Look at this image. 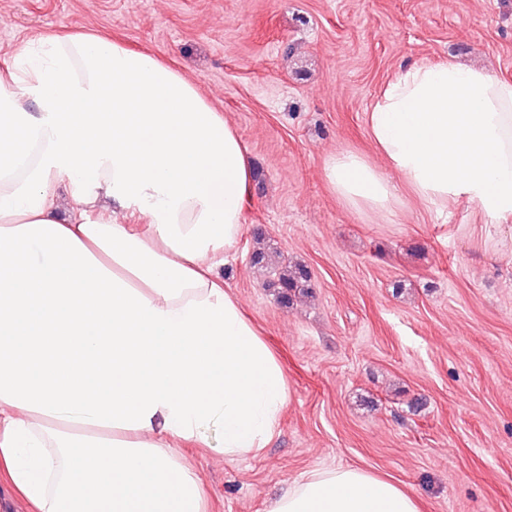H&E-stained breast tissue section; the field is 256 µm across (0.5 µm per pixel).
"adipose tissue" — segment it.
Here are the masks:
<instances>
[{
  "label": "adipose tissue",
  "instance_id": "adipose-tissue-1",
  "mask_svg": "<svg viewBox=\"0 0 512 512\" xmlns=\"http://www.w3.org/2000/svg\"><path fill=\"white\" fill-rule=\"evenodd\" d=\"M18 59L0 73V481L30 512H206L184 448L207 447L217 422L225 456L260 454L290 396L217 272L243 232L247 151L179 71L120 41L54 37ZM365 122L423 203L512 222V81L416 64ZM389 171L352 150L324 168L346 207L384 216L402 203ZM268 512L420 506L339 466L294 481Z\"/></svg>",
  "mask_w": 512,
  "mask_h": 512
}]
</instances>
